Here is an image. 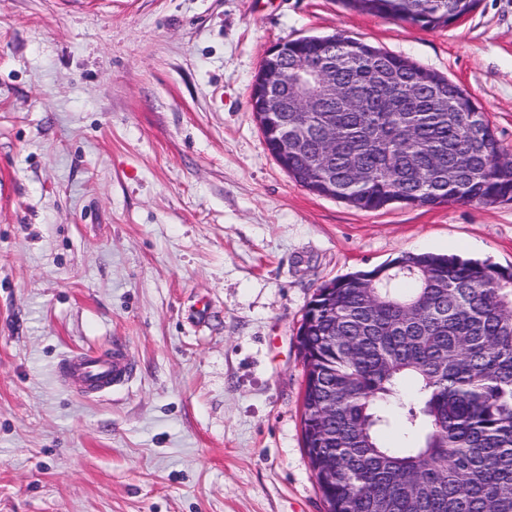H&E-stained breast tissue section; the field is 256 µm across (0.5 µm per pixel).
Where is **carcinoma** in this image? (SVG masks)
Segmentation results:
<instances>
[{"label":"carcinoma","mask_w":512,"mask_h":512,"mask_svg":"<svg viewBox=\"0 0 512 512\" xmlns=\"http://www.w3.org/2000/svg\"><path fill=\"white\" fill-rule=\"evenodd\" d=\"M426 29L475 0H344ZM284 78L310 63L336 75V147L302 123L303 104L261 128L296 183L364 211L399 203H512V157L486 113L447 78L363 40L307 37L282 50ZM362 96L358 111L341 94ZM305 151L283 161L275 130ZM298 333L307 366L304 448L330 512H512V268L454 254L406 253L322 285ZM412 394L405 402L404 392ZM404 411L395 418L394 409ZM394 427L409 437L388 446Z\"/></svg>","instance_id":"cac0c4a2"}]
</instances>
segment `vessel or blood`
Wrapping results in <instances>:
<instances>
[{"instance_id": "vessel-or-blood-1", "label": "vessel or blood", "mask_w": 512, "mask_h": 512, "mask_svg": "<svg viewBox=\"0 0 512 512\" xmlns=\"http://www.w3.org/2000/svg\"><path fill=\"white\" fill-rule=\"evenodd\" d=\"M132 372L127 350L115 348L100 353H70L59 364L60 382L77 378L86 394L104 396L123 387Z\"/></svg>"}]
</instances>
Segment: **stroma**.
<instances>
[{"label":"stroma","instance_id":"1","mask_svg":"<svg viewBox=\"0 0 512 512\" xmlns=\"http://www.w3.org/2000/svg\"><path fill=\"white\" fill-rule=\"evenodd\" d=\"M342 33L469 93L512 153V0L425 30L343 0H0V512H326L295 336L408 252L512 267V203L363 211L267 150V49ZM122 344L88 397L55 369ZM131 359L125 349L115 348L100 353H69L56 372L57 379L66 383L77 378L84 392L104 396L123 387L130 379Z\"/></svg>","mask_w":512,"mask_h":512}]
</instances>
